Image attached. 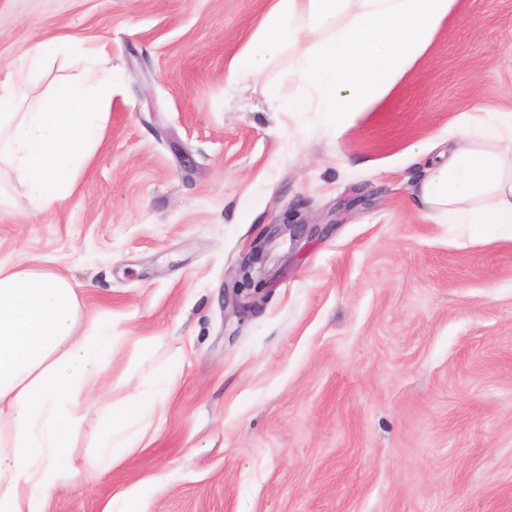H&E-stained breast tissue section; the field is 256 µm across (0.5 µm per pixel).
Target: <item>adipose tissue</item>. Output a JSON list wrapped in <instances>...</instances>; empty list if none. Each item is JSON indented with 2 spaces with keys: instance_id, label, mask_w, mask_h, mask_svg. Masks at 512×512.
Instances as JSON below:
<instances>
[{
  "instance_id": "obj_1",
  "label": "adipose tissue",
  "mask_w": 512,
  "mask_h": 512,
  "mask_svg": "<svg viewBox=\"0 0 512 512\" xmlns=\"http://www.w3.org/2000/svg\"><path fill=\"white\" fill-rule=\"evenodd\" d=\"M454 0H272L248 45L230 61L231 80L259 79L292 50L299 97H277L283 112L305 101L337 126L381 99L422 54ZM37 41L0 81V205L19 184L41 211L63 206L104 137L113 71L33 96V77L61 49ZM435 160L413 188L423 218L463 224L471 236L512 239V112L462 115L435 142ZM111 328L85 318L71 281L17 266L0 268V512H46L63 476L72 409L96 393L111 356ZM172 377L113 411L87 452V477L110 474L138 446L134 423L161 411Z\"/></svg>"
}]
</instances>
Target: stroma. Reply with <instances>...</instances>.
Instances as JSON below:
<instances>
[{"label":"stroma","mask_w":512,"mask_h":512,"mask_svg":"<svg viewBox=\"0 0 512 512\" xmlns=\"http://www.w3.org/2000/svg\"><path fill=\"white\" fill-rule=\"evenodd\" d=\"M270 0H0V63L35 39L100 49L106 136L71 201L0 207V262L67 277L111 324L48 512H512V240L422 218L408 151L463 112L512 111V0H456L397 86L344 129L278 112L292 55L226 67ZM69 49L38 90L76 80ZM297 214L317 232L270 236ZM255 306L224 291L243 257ZM163 414L110 475L87 446L160 371Z\"/></svg>","instance_id":"stroma-1"}]
</instances>
